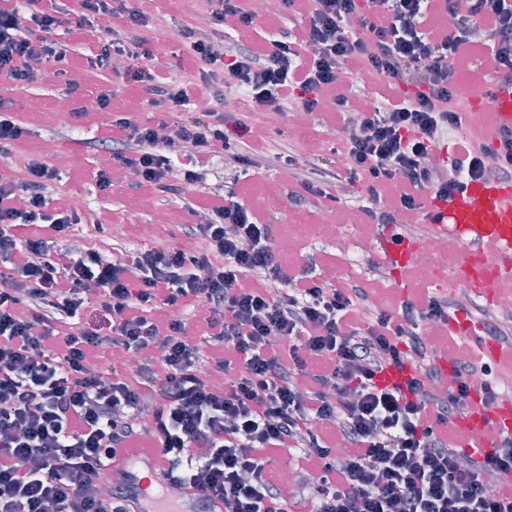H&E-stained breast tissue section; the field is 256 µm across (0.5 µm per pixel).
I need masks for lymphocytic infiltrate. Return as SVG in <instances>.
Listing matches in <instances>:
<instances>
[{
	"label": "lymphocytic infiltrate",
	"instance_id": "1",
	"mask_svg": "<svg viewBox=\"0 0 512 512\" xmlns=\"http://www.w3.org/2000/svg\"><path fill=\"white\" fill-rule=\"evenodd\" d=\"M158 0H0V78L25 88L77 90L68 72L78 32L84 65L123 71L133 94L171 112L206 92L217 106L185 122L141 123L97 98L109 118L91 148L112 156L91 177L100 190L131 184L177 200L197 221L196 249L71 245L81 215L57 193L58 170L32 156L23 181L0 183V512H128L125 483L102 468L130 448H156L164 489L196 488L224 512H512V438L481 463L451 423L470 409L483 358L435 363L427 325L447 329L452 297L420 292L388 309L370 289L333 284L276 257L272 226L246 206L247 178L287 168L304 195L344 196L360 182L372 224L422 223L423 197L448 199L468 180H512V138L470 133L455 79L474 52L512 82V0H284L297 26L263 44L242 0H208L209 25L180 34L181 74L164 76L140 35ZM380 100L361 108L366 80ZM253 109L329 115L345 132L341 164L318 168L272 145L224 99ZM452 140L447 166L429 157ZM239 174L212 182L213 161ZM200 334L188 335L191 319ZM113 367L101 371L103 349ZM415 371L405 389L375 382L391 364ZM135 368V380L119 367ZM346 452H339V444ZM302 452L310 497L291 505L275 457Z\"/></svg>",
	"mask_w": 512,
	"mask_h": 512
}]
</instances>
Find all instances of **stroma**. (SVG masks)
<instances>
[{"label":"stroma","instance_id":"35a3bbf8","mask_svg":"<svg viewBox=\"0 0 512 512\" xmlns=\"http://www.w3.org/2000/svg\"><path fill=\"white\" fill-rule=\"evenodd\" d=\"M159 10L161 21L155 22L142 31L157 57L158 64L172 74H179L178 57L174 55V41L180 28L194 27L200 16L207 13V0H161ZM78 90L72 102L73 107L89 109L90 114L72 129L68 139L53 137L55 127L54 104L56 97L49 85L35 84L26 89L15 88L0 80V101L6 102L14 118L31 129V134L17 150L11 164L14 170H21L26 155L38 154L46 160L55 155L66 154L68 163L61 169L58 189L66 196H83L90 205L83 213L75 238L79 243L104 249L111 242V227L122 224L127 234L135 240H142V227L152 224L153 209L143 195L128 196L126 191H98L89 183L88 173L98 163L96 155L88 152L85 142L97 133V127L104 122V115L94 113L97 96L105 91L113 92L116 106H127L132 100L129 87L113 74L76 69L72 74ZM247 120L264 127L274 140L290 146L299 155L309 157L314 146L324 145L330 138L332 125L322 116H309L303 131H296L287 112H250ZM354 196L344 205L330 208L328 203L310 198L295 206L288 215L274 214V244L279 257L303 266L309 256L325 255L326 268L332 271L337 282L367 281L370 276L367 261L374 257V245L381 231L376 226L353 221L354 209L363 205L361 187H354ZM169 221L152 224V235L165 238L167 232L177 225L192 223L190 214L178 205L167 208ZM106 222V229H98V222ZM455 295L456 286L450 280H441L425 268H414L404 281L390 279L376 291L377 296L396 305L400 301L414 298L422 289Z\"/></svg>","mask_w":512,"mask_h":512}]
</instances>
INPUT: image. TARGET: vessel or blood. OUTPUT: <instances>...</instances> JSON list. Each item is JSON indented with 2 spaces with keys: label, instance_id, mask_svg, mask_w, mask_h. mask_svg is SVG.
Listing matches in <instances>:
<instances>
[{
  "label": "vessel or blood",
  "instance_id": "obj_1",
  "mask_svg": "<svg viewBox=\"0 0 512 512\" xmlns=\"http://www.w3.org/2000/svg\"><path fill=\"white\" fill-rule=\"evenodd\" d=\"M481 124L485 137L497 142L506 134H512V83L495 82L490 91V108L483 113ZM430 236L453 237L460 243V249L453 262L451 274L453 283L459 284L477 295H486L491 284L490 277L477 273L474 258L488 254L496 260V275L501 278L512 276V181L501 179H478L468 181L464 188L445 200H433L425 209ZM417 240L386 236L381 242V260L393 270L398 278H405L413 268L412 257L418 248ZM465 320L450 322V332H466L474 344L475 353L501 362L512 359V349L500 343L479 336L478 332L467 329ZM415 374L411 366L389 365L376 377L377 383L385 388H401ZM470 412L454 422L459 433L476 438L474 447L468 448V455L476 461H485L492 448L487 443L488 435L512 437V394L486 401L483 395L472 397ZM132 477L139 482V494L135 499L136 512H146L151 500L150 490L158 483L156 453L149 450L136 455L133 466L113 469V481Z\"/></svg>",
  "mask_w": 512,
  "mask_h": 512
}]
</instances>
